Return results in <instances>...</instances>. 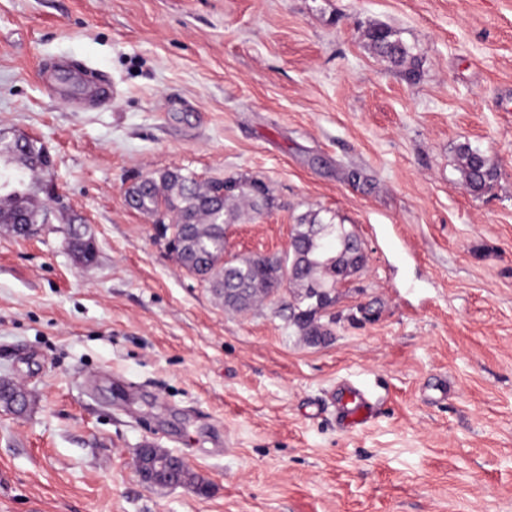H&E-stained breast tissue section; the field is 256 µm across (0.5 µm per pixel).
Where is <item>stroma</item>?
I'll return each mask as SVG.
<instances>
[{"label":"stroma","instance_id":"stroma-1","mask_svg":"<svg viewBox=\"0 0 512 512\" xmlns=\"http://www.w3.org/2000/svg\"><path fill=\"white\" fill-rule=\"evenodd\" d=\"M0 131L44 145L33 181L64 203L0 227V379L30 394L0 409V512H512V0H0ZM464 143L495 171L478 196ZM174 168L269 186L230 254L282 253L311 211L357 234L330 342L295 332L292 292L235 312L177 262L126 202ZM344 381L365 426L336 420ZM140 448L208 492L144 484ZM367 36L374 51L394 66H403L408 58H413L409 47L385 27H373ZM67 243L75 252L81 253L85 261L90 263L91 260L94 259L92 252L94 249V240L89 234L87 227H85V231H81L79 227H76V231L74 232L69 230V242Z\"/></svg>","mask_w":512,"mask_h":512}]
</instances>
